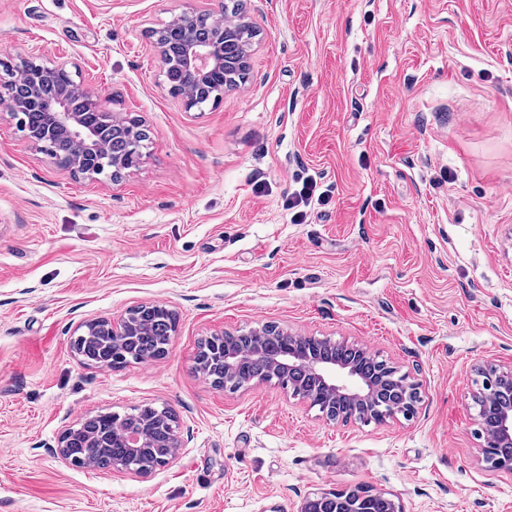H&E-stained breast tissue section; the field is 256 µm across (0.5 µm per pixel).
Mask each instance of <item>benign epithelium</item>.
<instances>
[{
  "label": "benign epithelium",
  "instance_id": "benign-epithelium-1",
  "mask_svg": "<svg viewBox=\"0 0 512 512\" xmlns=\"http://www.w3.org/2000/svg\"><path fill=\"white\" fill-rule=\"evenodd\" d=\"M168 26L181 33V59L187 84L173 91L185 109L202 105L195 95L194 86L209 85L223 76V71L238 64L248 65V51L234 39H223V32L234 26L221 14L188 8L176 15ZM62 64L36 57H27L18 68L12 85L0 89V100L16 115L23 112H42L43 122L28 135L35 146L56 142L66 150L54 154L58 167L80 173L87 178L96 177V159L106 154V130L112 126V135L139 138L140 129L116 116L107 107L106 100L80 80L70 79L49 91L41 82L30 76L36 69H60ZM105 334L115 341H125L132 335L128 318L98 321ZM257 341L248 345L238 344L224 336V374L232 373L250 357H262L273 372L288 378L289 384L304 390L311 385L314 396L310 402H319L323 417L330 421L344 420L340 408L347 407L353 414H367L375 422L401 414L396 396L418 392L416 383L405 379L392 386V379L372 367L375 355L361 344L348 346L344 357H328L307 348L309 336H294L284 329L268 333L261 327L253 331ZM479 387L474 395L477 407L476 436L480 440L478 462L490 475H512V370H503L491 361L478 370ZM74 431L64 426L50 451L57 458L71 463L67 451V438ZM127 453L138 458L150 444L144 433L114 432ZM169 454L150 466L113 464L117 470H126L140 477L151 475L156 469L173 462L184 447L180 436L174 434L164 443ZM346 490L318 491L305 498L298 512H323L326 501ZM381 498L385 512H402L400 502L373 490L371 495H361L352 504L345 498L337 500L341 512H376V498Z\"/></svg>",
  "mask_w": 512,
  "mask_h": 512
}]
</instances>
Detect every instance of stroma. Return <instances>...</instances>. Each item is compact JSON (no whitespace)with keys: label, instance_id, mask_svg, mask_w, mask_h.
I'll use <instances>...</instances> for the list:
<instances>
[{"label":"stroma","instance_id":"1","mask_svg":"<svg viewBox=\"0 0 512 512\" xmlns=\"http://www.w3.org/2000/svg\"><path fill=\"white\" fill-rule=\"evenodd\" d=\"M242 3L247 79L188 111L150 36L183 0H0V61L66 64L148 132L121 179H89L0 109V512H298L356 485L512 512L472 401L483 362L512 369V0ZM156 303L177 315L163 358L72 351L84 322ZM263 324L367 346L418 383L417 414L330 422L197 372L201 340ZM147 403L187 440L150 476L45 451Z\"/></svg>","mask_w":512,"mask_h":512}]
</instances>
